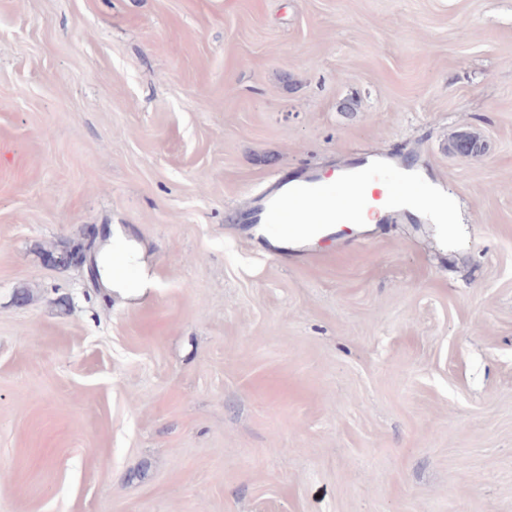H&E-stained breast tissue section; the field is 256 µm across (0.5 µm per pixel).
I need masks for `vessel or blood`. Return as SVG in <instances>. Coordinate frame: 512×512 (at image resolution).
Returning a JSON list of instances; mask_svg holds the SVG:
<instances>
[{
	"label": "vessel or blood",
	"mask_w": 512,
	"mask_h": 512,
	"mask_svg": "<svg viewBox=\"0 0 512 512\" xmlns=\"http://www.w3.org/2000/svg\"><path fill=\"white\" fill-rule=\"evenodd\" d=\"M408 163L381 172L379 166L349 162L341 169L338 188L326 185L314 172L278 178L258 194L242 213L245 224L263 225L281 239L309 237L334 229L339 224H358L369 205L368 184L385 177L388 200L398 204L404 200H424L426 185L412 174Z\"/></svg>",
	"instance_id": "1"
}]
</instances>
